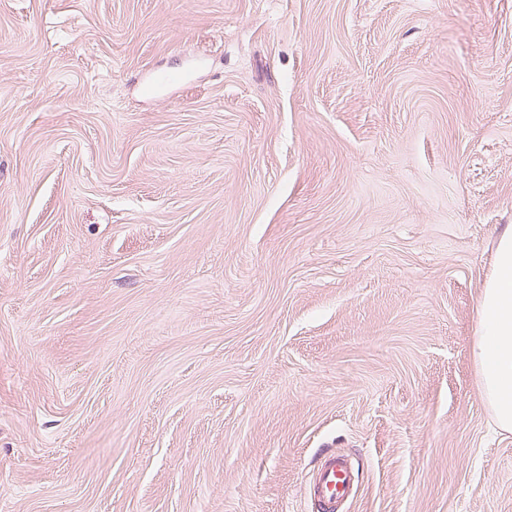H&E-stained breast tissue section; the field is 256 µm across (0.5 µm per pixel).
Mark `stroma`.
Segmentation results:
<instances>
[{
  "instance_id": "1",
  "label": "stroma",
  "mask_w": 512,
  "mask_h": 512,
  "mask_svg": "<svg viewBox=\"0 0 512 512\" xmlns=\"http://www.w3.org/2000/svg\"><path fill=\"white\" fill-rule=\"evenodd\" d=\"M511 228L512 0H0V512H512ZM472 361L495 426L512 433V228L501 236L482 288ZM356 485L357 470L351 457L326 454L315 470L310 497L318 512H336L352 498Z\"/></svg>"
}]
</instances>
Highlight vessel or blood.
Returning <instances> with one entry per match:
<instances>
[{"label": "vessel or blood", "instance_id": "b4317fda", "mask_svg": "<svg viewBox=\"0 0 512 512\" xmlns=\"http://www.w3.org/2000/svg\"><path fill=\"white\" fill-rule=\"evenodd\" d=\"M357 470L350 456L324 455L313 476L310 497L318 512H338L355 493Z\"/></svg>", "mask_w": 512, "mask_h": 512}]
</instances>
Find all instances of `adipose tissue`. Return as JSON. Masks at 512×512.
Here are the masks:
<instances>
[{
  "label": "adipose tissue",
  "mask_w": 512,
  "mask_h": 512,
  "mask_svg": "<svg viewBox=\"0 0 512 512\" xmlns=\"http://www.w3.org/2000/svg\"><path fill=\"white\" fill-rule=\"evenodd\" d=\"M472 361L495 426L512 433V229L501 236L482 288Z\"/></svg>",
  "instance_id": "ef3b65f1"
}]
</instances>
